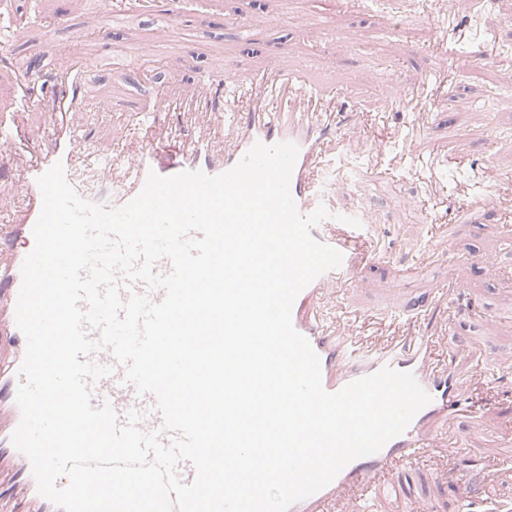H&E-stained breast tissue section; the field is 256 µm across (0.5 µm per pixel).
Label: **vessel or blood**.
Returning <instances> with one entry per match:
<instances>
[{
  "mask_svg": "<svg viewBox=\"0 0 512 512\" xmlns=\"http://www.w3.org/2000/svg\"><path fill=\"white\" fill-rule=\"evenodd\" d=\"M56 68L64 75L68 88L53 98L47 145L17 171L18 193L0 196V251L6 254L5 260H0V342H9L14 349L11 360L0 364V396L5 397L10 413L9 431L0 437V457L17 458L22 480L19 505L11 512H60L38 493L31 464L18 453L11 436L21 419L16 392L26 349L15 309L21 266L34 246L33 227L42 207L38 177L54 163H62L68 183L81 198L119 208L139 194L148 172L171 176L184 170H200L217 175L233 168L256 143L291 142L297 145L299 154L290 192L299 212L307 215L326 201L321 170L330 147L345 145L359 128L357 110L345 106L344 94L309 85L297 72L281 71L263 79L228 67L217 80V95L151 99L133 113L130 121L135 148L122 146L102 154L73 120L74 114L90 111L93 103L88 91L90 68L74 48L57 60ZM430 93L428 79L420 78L405 85L400 97L381 99L385 108L421 113V121L407 132V141L421 139L430 128ZM158 112L189 116L199 129L198 136L188 141L158 138L153 119ZM170 148L176 154L174 162L162 163L161 153ZM26 149L25 133L1 117L0 161L9 162ZM82 169L107 173L100 192L85 189L78 178ZM357 218L360 225L356 228L328 218L312 229L315 239L342 252L343 262L298 294L292 307L293 325L318 355L322 386L327 392H338L349 383L388 367L411 372L431 402L402 434L377 453L347 464L329 485L295 503L290 512H365L368 499L386 497L400 501L401 512H431L428 504L407 494L398 475L424 456L443 463L450 446L447 423L460 415L482 416V406L468 391L470 380L480 377L481 372L476 368L461 370L458 356L445 354L447 324L439 323L423 331H393L374 341L364 336L357 325L319 317V301L351 285L358 269L376 253L366 229L367 215L361 212ZM92 388V406L110 403L122 418L133 409L145 411L142 429L159 430L162 417L155 408L154 397L138 395L132 384L124 382L122 368L114 367Z\"/></svg>",
  "mask_w": 512,
  "mask_h": 512,
  "instance_id": "obj_1",
  "label": "vessel or blood"
}]
</instances>
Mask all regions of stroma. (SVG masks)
<instances>
[{
  "label": "stroma",
  "mask_w": 512,
  "mask_h": 512,
  "mask_svg": "<svg viewBox=\"0 0 512 512\" xmlns=\"http://www.w3.org/2000/svg\"><path fill=\"white\" fill-rule=\"evenodd\" d=\"M110 35L96 33L97 0H0V45L13 65L36 61L50 71L62 52L79 45L94 65L92 90L102 111L84 116L102 153L125 139L126 119L145 100L199 88L202 75L233 66L261 75L301 72L357 101L363 133L336 155L326 185L336 205L365 211L380 238L382 261L362 266L343 295L325 308L364 326L388 330V313L417 318L436 289L466 290L449 304L448 346L472 351L489 380L476 394L484 415L456 419L459 440L448 466L436 472L418 459L400 478L412 496L436 512H512V0H460L464 39L431 19L440 0H112ZM177 20L166 46L140 55L165 14ZM247 24L240 33L239 24ZM335 66H316L321 56ZM490 66H481L483 58ZM427 73L446 85L430 101L432 130L414 147L403 142L410 112H384L379 95H399L403 84ZM30 111L16 109L15 85L0 66V116L14 118L44 147L47 106L35 93ZM498 172L495 185L481 173ZM494 192L497 209L462 206ZM497 256L487 276L485 253Z\"/></svg>",
  "instance_id": "stroma-1"
}]
</instances>
